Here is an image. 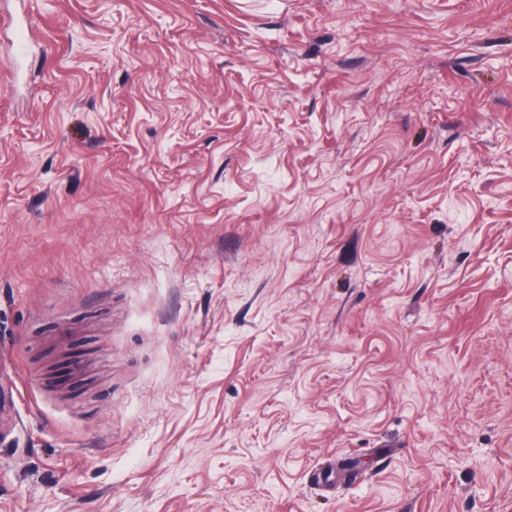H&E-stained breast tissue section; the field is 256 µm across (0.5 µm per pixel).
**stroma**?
I'll return each mask as SVG.
<instances>
[{"mask_svg":"<svg viewBox=\"0 0 512 512\" xmlns=\"http://www.w3.org/2000/svg\"><path fill=\"white\" fill-rule=\"evenodd\" d=\"M25 6L0 512H512V0Z\"/></svg>","mask_w":512,"mask_h":512,"instance_id":"35a3bbf8","label":"stroma"}]
</instances>
